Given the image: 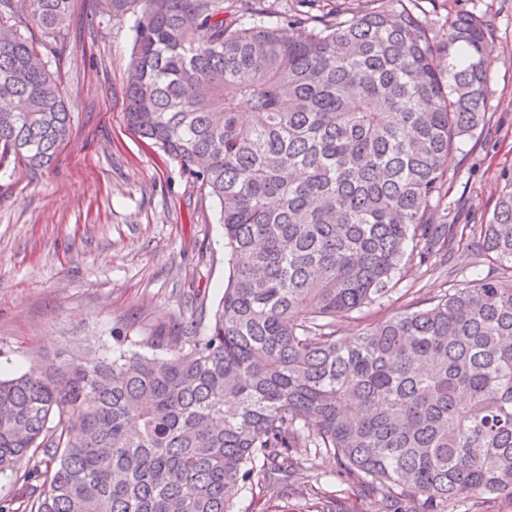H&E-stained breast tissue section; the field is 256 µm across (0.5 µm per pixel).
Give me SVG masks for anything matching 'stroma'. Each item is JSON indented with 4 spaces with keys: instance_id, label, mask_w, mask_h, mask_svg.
<instances>
[{
    "instance_id": "obj_1",
    "label": "stroma",
    "mask_w": 512,
    "mask_h": 512,
    "mask_svg": "<svg viewBox=\"0 0 512 512\" xmlns=\"http://www.w3.org/2000/svg\"><path fill=\"white\" fill-rule=\"evenodd\" d=\"M438 39L462 10L491 20L487 59L492 120L448 157V216L487 217L512 170V0H427ZM138 14L111 18L102 0H72L69 27L48 52L74 116L54 164L0 173V377L71 350L133 348L181 318L209 317L224 293L219 206L179 165L131 133L124 93ZM486 263L444 274L410 266L388 298L337 319L338 338L358 336L409 304L441 294ZM323 453L300 468L294 489L243 490L236 512H365Z\"/></svg>"
}]
</instances>
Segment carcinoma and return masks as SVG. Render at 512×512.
Returning a JSON list of instances; mask_svg holds the SVG:
<instances>
[{
    "label": "carcinoma",
    "mask_w": 512,
    "mask_h": 512,
    "mask_svg": "<svg viewBox=\"0 0 512 512\" xmlns=\"http://www.w3.org/2000/svg\"><path fill=\"white\" fill-rule=\"evenodd\" d=\"M105 2L116 19L143 4L123 120L218 200L229 277L205 335L192 319L152 337L163 358L0 378V474L41 481L24 512H235L322 452L369 512L512 494V173L488 220L442 215L448 154L490 120V21L462 11L436 42L417 0ZM70 9L0 0L1 169L48 167L70 135L37 61ZM455 253L500 273L337 338L405 266Z\"/></svg>",
    "instance_id": "carcinoma-1"
}]
</instances>
